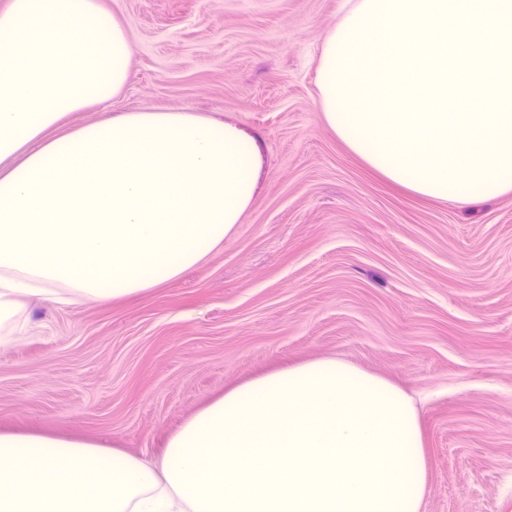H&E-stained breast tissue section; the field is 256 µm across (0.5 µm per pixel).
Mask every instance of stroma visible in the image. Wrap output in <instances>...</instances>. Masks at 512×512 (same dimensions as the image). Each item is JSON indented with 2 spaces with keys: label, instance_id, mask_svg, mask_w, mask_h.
<instances>
[{
  "label": "stroma",
  "instance_id": "1",
  "mask_svg": "<svg viewBox=\"0 0 512 512\" xmlns=\"http://www.w3.org/2000/svg\"><path fill=\"white\" fill-rule=\"evenodd\" d=\"M133 47L122 93L64 128L180 109L259 145L233 236L179 279L114 301L28 298L0 346V431L154 462L226 387L335 357L413 397L421 512H512V192L398 187L327 126L315 84L344 0H104Z\"/></svg>",
  "mask_w": 512,
  "mask_h": 512
}]
</instances>
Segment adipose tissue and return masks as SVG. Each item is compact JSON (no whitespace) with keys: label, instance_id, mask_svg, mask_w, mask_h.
I'll list each match as a JSON object with an SVG mask.
<instances>
[{"label":"adipose tissue","instance_id":"adipose-tissue-1","mask_svg":"<svg viewBox=\"0 0 512 512\" xmlns=\"http://www.w3.org/2000/svg\"><path fill=\"white\" fill-rule=\"evenodd\" d=\"M132 48L99 0L0 9V322L46 283L118 300L178 279L236 231L258 146L192 112H127L60 132L116 97ZM413 399L336 358L225 389L162 449L0 433V512H420Z\"/></svg>","mask_w":512,"mask_h":512}]
</instances>
